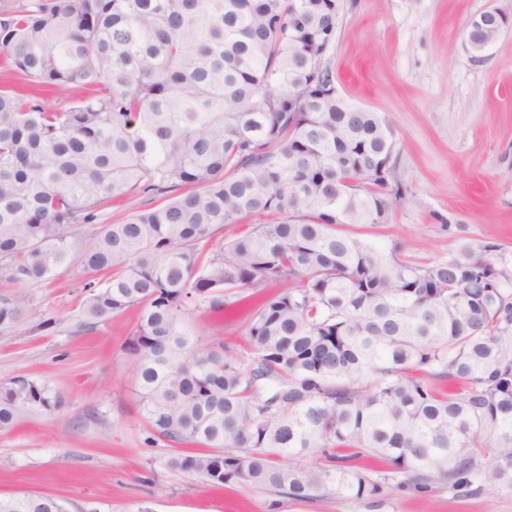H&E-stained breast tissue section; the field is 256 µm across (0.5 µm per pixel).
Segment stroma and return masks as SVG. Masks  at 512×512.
<instances>
[{
    "instance_id": "1",
    "label": "stroma",
    "mask_w": 512,
    "mask_h": 512,
    "mask_svg": "<svg viewBox=\"0 0 512 512\" xmlns=\"http://www.w3.org/2000/svg\"><path fill=\"white\" fill-rule=\"evenodd\" d=\"M328 56L336 88L394 131V178L402 188L388 223L361 237L429 265L460 246L512 250V26L481 58L467 30L481 13L512 17V0H340ZM78 261L48 283L29 284L27 323L52 313L53 336L0 330V380L25 375L58 391L63 408L0 429V497L49 494L69 512H512V488L478 493L443 485L419 493L388 484L376 499L340 495L294 500L227 485L209 488L163 467V443H148L123 344L134 311L78 328L91 280Z\"/></svg>"
}]
</instances>
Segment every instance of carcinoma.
Segmentation results:
<instances>
[{
	"label": "carcinoma",
	"instance_id": "obj_1",
	"mask_svg": "<svg viewBox=\"0 0 512 512\" xmlns=\"http://www.w3.org/2000/svg\"><path fill=\"white\" fill-rule=\"evenodd\" d=\"M301 1L317 30L336 22V0H0L6 63L64 95L47 108L0 87V277L48 281L72 258L112 271L84 284L78 327L137 310L123 350L172 474L293 499H374L395 480L512 487V255L463 245L416 265L354 232L402 196L393 131L336 96L328 62L307 70L311 36L288 38ZM301 80L315 99L296 112ZM140 195L164 200L91 243L77 230ZM265 214L202 255L224 225ZM285 280L253 313L246 360L182 327ZM28 304L0 296V329ZM61 408L47 382L0 381V427ZM0 512L67 508L27 495Z\"/></svg>",
	"mask_w": 512,
	"mask_h": 512
}]
</instances>
